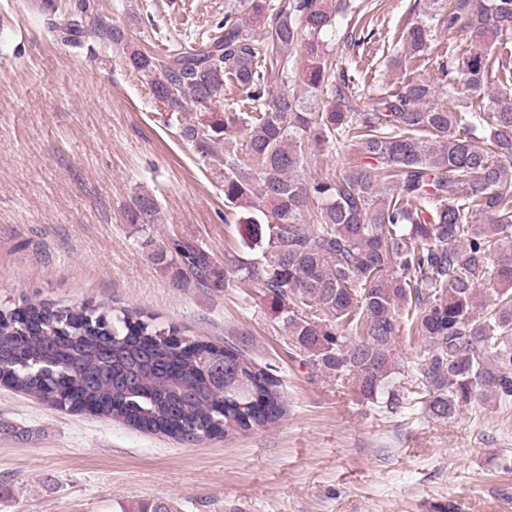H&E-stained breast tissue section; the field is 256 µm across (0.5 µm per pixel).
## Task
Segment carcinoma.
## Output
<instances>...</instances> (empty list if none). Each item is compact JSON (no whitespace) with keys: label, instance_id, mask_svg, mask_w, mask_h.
I'll use <instances>...</instances> for the list:
<instances>
[{"label":"carcinoma","instance_id":"carcinoma-1","mask_svg":"<svg viewBox=\"0 0 512 512\" xmlns=\"http://www.w3.org/2000/svg\"><path fill=\"white\" fill-rule=\"evenodd\" d=\"M388 59L419 68L438 33L464 48L438 77L407 82L356 108L355 75L336 65L324 37L341 17L353 31L361 4L229 0L224 33L164 56L127 50L121 32L99 35L124 49L156 100L184 116L181 137L219 170L224 205L243 252L221 266L204 247L175 240L157 260L200 288H262L288 347L389 413L394 380L436 420L490 398L512 404V0H428ZM49 32L78 43L79 24L42 0ZM302 50L298 89L289 65ZM236 84L258 112L211 109ZM328 96L318 111L311 102ZM199 113H193V110ZM487 129L494 154L475 145ZM243 135L238 150L233 137ZM359 156L331 179L305 181L309 142ZM315 208V223L305 208ZM157 205L136 197L131 223ZM493 297L481 299L480 288ZM418 335L417 363L399 367L396 343ZM0 384L52 407L112 417L190 444L230 441L278 423L279 379L233 343L217 346L142 310L21 302L0 309Z\"/></svg>","mask_w":512,"mask_h":512}]
</instances>
